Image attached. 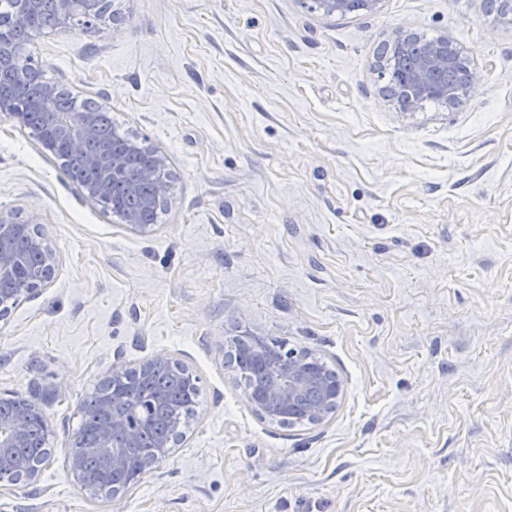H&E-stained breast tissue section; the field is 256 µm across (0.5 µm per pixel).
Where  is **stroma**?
Segmentation results:
<instances>
[{"label": "stroma", "mask_w": 512, "mask_h": 512, "mask_svg": "<svg viewBox=\"0 0 512 512\" xmlns=\"http://www.w3.org/2000/svg\"><path fill=\"white\" fill-rule=\"evenodd\" d=\"M26 54L174 178L160 223L92 202L0 121V207L37 216L52 283L0 317V396L54 434L0 512H512V23L484 0H114ZM450 39L482 75L455 105L384 97L395 31ZM286 339L335 370L323 423L258 418L215 342ZM200 379L184 437L117 502L70 467L81 401L115 361Z\"/></svg>", "instance_id": "stroma-1"}]
</instances>
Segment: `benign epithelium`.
<instances>
[{"label":"benign epithelium","mask_w":512,"mask_h":512,"mask_svg":"<svg viewBox=\"0 0 512 512\" xmlns=\"http://www.w3.org/2000/svg\"><path fill=\"white\" fill-rule=\"evenodd\" d=\"M55 3L54 27L73 28V0H55ZM106 4L107 0H80L82 27L95 26L105 13ZM453 52V44L444 38L427 47L417 58L405 81L404 91L409 101L404 103V111H414L416 104L413 100L429 93L457 102L480 83L479 71L470 68L455 88L440 89L434 85L435 76L448 70L452 64ZM5 66L13 67L21 78L38 77V68L31 63L12 58L7 60L2 56L0 67ZM25 111L26 106L23 104L0 102L1 121H21ZM95 123L93 112H57L48 106L39 114V125L34 135L43 148L54 151L61 147L68 153L82 157L88 165L97 169L99 182L87 189L88 198L97 204L109 197L110 185L115 182L124 183L129 194L136 193L143 185L150 186L152 198L147 200L149 204L159 202L171 194L173 185L168 171V159L161 150L145 147L129 139L123 148H114L110 153L92 151L89 145L95 135ZM35 223L37 217L34 215L22 225L13 211L0 209V281H11L14 285L11 295L6 296L0 292L1 312L16 305L22 297L47 286L55 276L59 260L55 253L44 246L37 234L30 235V243L33 249L41 251L42 263L39 267L22 264L13 248L14 238L31 230V225ZM234 348L254 354V370L265 378L262 389L249 399L252 412L259 418L278 425L303 422L321 424L336 410L342 395V383L337 378L325 377L319 360L312 354L296 351L287 355L279 353L270 349L260 336H238L234 340ZM174 364L176 360L158 353L134 369L122 362L112 365L110 375L104 379L105 395L97 419V452L103 463V474L87 484L92 492L96 493L105 486V477L109 473L128 467L127 449L137 447L140 442L139 434L130 427L120 411V406L127 399V379L135 370L147 375L160 367ZM178 368L182 371L187 388L197 387V378L193 373L181 364ZM25 402L42 418V438L44 443H49L53 430L43 409L33 397L26 398ZM29 421L28 416H0V466L13 461V449L24 447ZM182 438L179 426H171L170 430L157 438L154 453L141 459L137 468L143 474L155 469ZM43 466L42 461L18 465L20 480L29 484L36 483Z\"/></svg>","instance_id":"benign-epithelium-1"}]
</instances>
